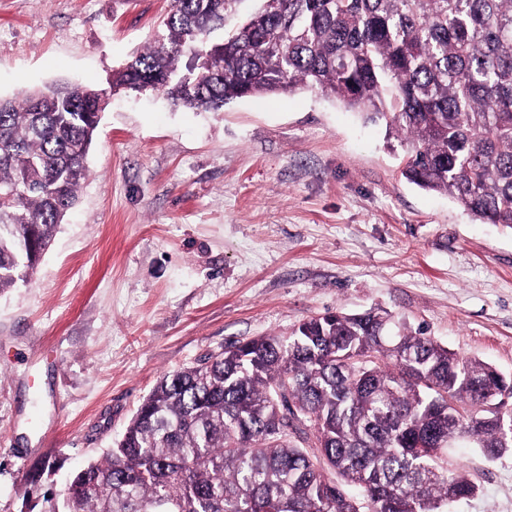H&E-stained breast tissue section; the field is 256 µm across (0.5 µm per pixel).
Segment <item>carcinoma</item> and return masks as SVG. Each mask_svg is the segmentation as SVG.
<instances>
[{"label": "carcinoma", "mask_w": 512, "mask_h": 512, "mask_svg": "<svg viewBox=\"0 0 512 512\" xmlns=\"http://www.w3.org/2000/svg\"><path fill=\"white\" fill-rule=\"evenodd\" d=\"M172 0L109 89L0 101V294L75 206L109 95L218 112L315 89L406 147L402 175L512 226V0ZM383 310L312 317L163 374L47 512H447L476 484L448 441L512 453V379Z\"/></svg>", "instance_id": "carcinoma-1"}]
</instances>
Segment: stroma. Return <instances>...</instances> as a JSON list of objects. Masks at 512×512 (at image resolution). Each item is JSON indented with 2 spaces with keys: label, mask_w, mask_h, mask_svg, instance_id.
<instances>
[{
  "label": "stroma",
  "mask_w": 512,
  "mask_h": 512,
  "mask_svg": "<svg viewBox=\"0 0 512 512\" xmlns=\"http://www.w3.org/2000/svg\"><path fill=\"white\" fill-rule=\"evenodd\" d=\"M171 0H0V99L105 86ZM384 125L315 90L220 112L113 97L78 203L32 281L0 294V512L100 459L160 376L340 311H390L512 377V228L401 175ZM55 475L30 485L37 462ZM448 464L478 486L449 512H512V455Z\"/></svg>",
  "instance_id": "obj_1"
}]
</instances>
